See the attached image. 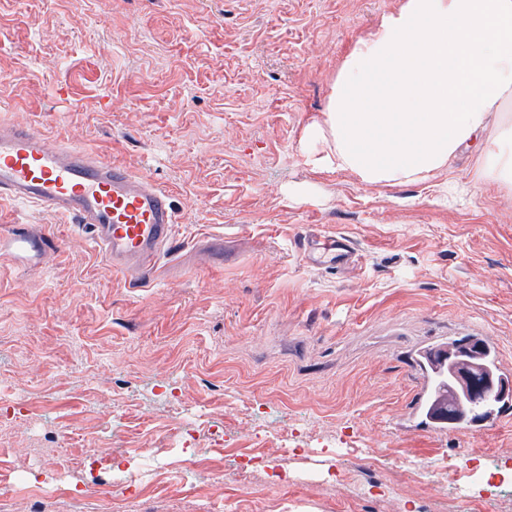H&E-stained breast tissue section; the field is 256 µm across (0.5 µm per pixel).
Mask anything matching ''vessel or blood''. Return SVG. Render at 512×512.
<instances>
[{"instance_id":"obj_1","label":"vessel or blood","mask_w":512,"mask_h":512,"mask_svg":"<svg viewBox=\"0 0 512 512\" xmlns=\"http://www.w3.org/2000/svg\"><path fill=\"white\" fill-rule=\"evenodd\" d=\"M76 219L114 270L154 269L172 238L169 194L149 179L39 132L0 124V199ZM436 390L446 384L448 346L430 347Z\"/></svg>"}]
</instances>
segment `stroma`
<instances>
[{
	"label": "stroma",
	"mask_w": 512,
	"mask_h": 512,
	"mask_svg": "<svg viewBox=\"0 0 512 512\" xmlns=\"http://www.w3.org/2000/svg\"><path fill=\"white\" fill-rule=\"evenodd\" d=\"M402 0H0V121L150 178L159 278L0 200V512H512V409L434 431L416 358L483 334L512 378V190L470 154L417 183L315 165L340 68ZM350 241L313 266L305 239ZM187 434L171 445L174 430ZM144 448L156 474L114 501ZM381 489L363 492L367 471ZM82 490L40 504L23 478Z\"/></svg>",
	"instance_id": "stroma-1"
}]
</instances>
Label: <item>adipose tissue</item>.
I'll use <instances>...</instances> for the list:
<instances>
[{
	"label": "adipose tissue",
	"instance_id": "ef3b65f1",
	"mask_svg": "<svg viewBox=\"0 0 512 512\" xmlns=\"http://www.w3.org/2000/svg\"><path fill=\"white\" fill-rule=\"evenodd\" d=\"M317 165L415 183L476 153L512 188V0H403L356 42L333 86Z\"/></svg>",
	"mask_w": 512,
	"mask_h": 512
}]
</instances>
